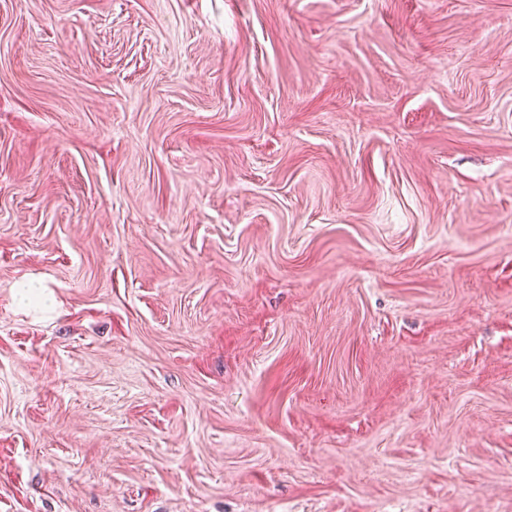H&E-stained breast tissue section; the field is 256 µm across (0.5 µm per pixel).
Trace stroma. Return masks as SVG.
Returning <instances> with one entry per match:
<instances>
[{"mask_svg":"<svg viewBox=\"0 0 512 512\" xmlns=\"http://www.w3.org/2000/svg\"><path fill=\"white\" fill-rule=\"evenodd\" d=\"M0 512H512V0H0Z\"/></svg>","mask_w":512,"mask_h":512,"instance_id":"35a3bbf8","label":"stroma"}]
</instances>
